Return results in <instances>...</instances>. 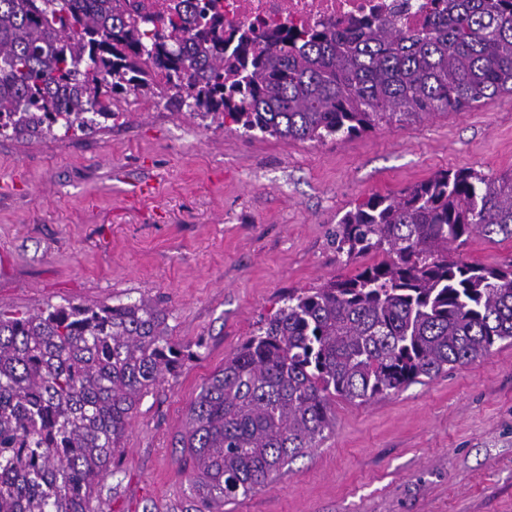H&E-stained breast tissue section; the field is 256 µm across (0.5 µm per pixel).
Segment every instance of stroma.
<instances>
[{"label": "stroma", "mask_w": 512, "mask_h": 512, "mask_svg": "<svg viewBox=\"0 0 512 512\" xmlns=\"http://www.w3.org/2000/svg\"><path fill=\"white\" fill-rule=\"evenodd\" d=\"M120 118L65 138H0V305L145 298L195 356L145 397L92 502L96 512H193L178 439L226 358L288 290L355 272L340 217L434 173L512 170V94L358 138L285 142L206 124L138 92ZM146 181L149 195L127 183ZM450 256L512 260L471 236ZM317 447L224 512H512V343L357 404L333 403Z\"/></svg>", "instance_id": "stroma-1"}]
</instances>
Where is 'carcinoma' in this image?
Segmentation results:
<instances>
[{
	"mask_svg": "<svg viewBox=\"0 0 512 512\" xmlns=\"http://www.w3.org/2000/svg\"><path fill=\"white\" fill-rule=\"evenodd\" d=\"M202 120L286 141L344 140L512 94V0H448L423 31L383 20L224 33L216 0L169 16L136 0H0V136L94 130L112 98L157 94ZM473 234L512 239V171H443L372 195L336 224L339 253L376 264L291 289L190 405L180 443L195 512L259 491L367 402L512 339V261L448 258ZM192 353L139 300L0 306V512H91L144 397Z\"/></svg>",
	"mask_w": 512,
	"mask_h": 512,
	"instance_id": "1",
	"label": "carcinoma"
}]
</instances>
